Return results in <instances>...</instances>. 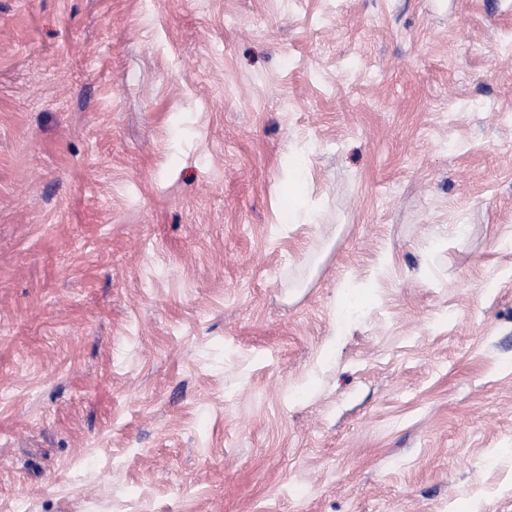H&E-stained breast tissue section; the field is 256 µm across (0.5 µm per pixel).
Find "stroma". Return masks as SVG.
<instances>
[{
    "label": "stroma",
    "mask_w": 512,
    "mask_h": 512,
    "mask_svg": "<svg viewBox=\"0 0 512 512\" xmlns=\"http://www.w3.org/2000/svg\"><path fill=\"white\" fill-rule=\"evenodd\" d=\"M20 505L512 512V0H0ZM351 276L344 278L336 299V314L338 320L336 323V331L333 333L334 341L339 336L345 335L349 326L348 317L358 308L361 304V297L356 294L355 289L351 286Z\"/></svg>",
    "instance_id": "obj_1"
}]
</instances>
